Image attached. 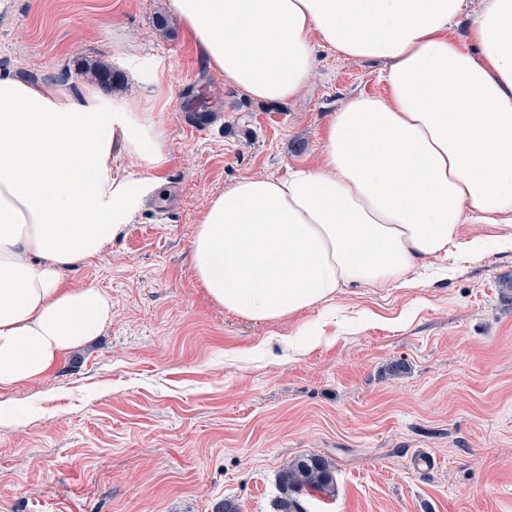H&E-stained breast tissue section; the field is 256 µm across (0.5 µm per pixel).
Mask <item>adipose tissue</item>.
<instances>
[{"label":"adipose tissue","instance_id":"obj_1","mask_svg":"<svg viewBox=\"0 0 512 512\" xmlns=\"http://www.w3.org/2000/svg\"><path fill=\"white\" fill-rule=\"evenodd\" d=\"M227 84L299 96L325 47L378 61L386 92L332 112L311 165L239 179L198 217L193 272L209 298L281 320L341 288L402 285L430 258L482 254L466 224L512 223V0H169ZM471 25L455 36L461 16ZM172 161L155 113L96 86L0 71V389L46 376L112 321V299L65 273L101 255Z\"/></svg>","mask_w":512,"mask_h":512}]
</instances>
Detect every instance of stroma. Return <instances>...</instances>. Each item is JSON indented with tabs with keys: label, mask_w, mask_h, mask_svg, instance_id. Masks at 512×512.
Masks as SVG:
<instances>
[{
	"label": "stroma",
	"mask_w": 512,
	"mask_h": 512,
	"mask_svg": "<svg viewBox=\"0 0 512 512\" xmlns=\"http://www.w3.org/2000/svg\"><path fill=\"white\" fill-rule=\"evenodd\" d=\"M167 0H0V70L41 83L93 66L113 96L159 112L172 162L104 254L66 274L112 298V322L46 378L0 390V512H273L278 472L316 453L336 492L307 512H512V228L466 224L486 250L429 261L407 285L351 286L296 316L225 312L189 262L209 200L237 180L314 163L327 116L383 94L381 67L319 49L293 102L267 105L212 71ZM403 360L406 373L389 375ZM435 466L416 470L417 451Z\"/></svg>",
	"instance_id": "stroma-1"
}]
</instances>
